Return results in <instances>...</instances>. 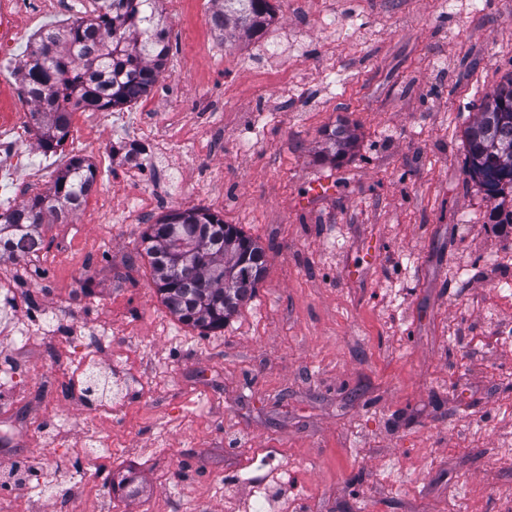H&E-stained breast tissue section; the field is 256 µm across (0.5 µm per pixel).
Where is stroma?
<instances>
[{"mask_svg": "<svg viewBox=\"0 0 512 512\" xmlns=\"http://www.w3.org/2000/svg\"><path fill=\"white\" fill-rule=\"evenodd\" d=\"M169 68L129 107L181 141L153 185L123 165L38 258L0 263L13 308L58 310L70 334L0 333L14 367L6 405L32 428L0 451L48 475L0 486V512H247L226 470L267 452L284 480L268 512H512V227L465 169L464 129L512 76V0H275L252 38L215 43L211 0H162ZM356 144L323 160L325 129ZM126 145L103 112H73L57 167ZM250 150H242V143ZM327 180V194L311 193ZM194 193H187L184 182ZM163 192L154 210L200 207L267 251L253 298L222 329H187L142 258L146 224H109ZM106 337L108 389L79 402L86 339ZM94 448L81 464L76 451Z\"/></svg>", "mask_w": 512, "mask_h": 512, "instance_id": "1", "label": "stroma"}]
</instances>
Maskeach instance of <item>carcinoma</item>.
<instances>
[{"instance_id":"cac0c4a2","label":"carcinoma","mask_w":512,"mask_h":512,"mask_svg":"<svg viewBox=\"0 0 512 512\" xmlns=\"http://www.w3.org/2000/svg\"><path fill=\"white\" fill-rule=\"evenodd\" d=\"M90 14L44 33L24 62L23 84L33 110L31 131L44 150L69 136L75 109L104 111L148 95L166 71L169 30L161 0H93ZM213 17L242 37L274 18L270 0H213ZM466 169L497 179L495 198L512 188V77L487 97L465 130ZM325 158L347 155L354 135L345 126L325 133ZM96 169L73 157L52 187L0 212V262L44 248L42 227L65 223L85 201ZM145 256L157 292L178 320L205 335L250 300L267 268L265 248L205 209L174 210L148 226Z\"/></svg>"}]
</instances>
